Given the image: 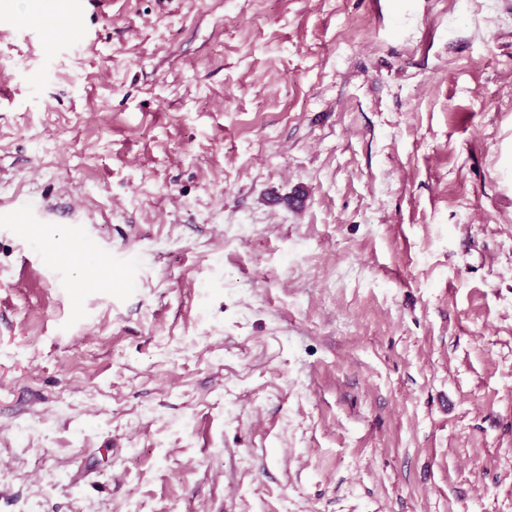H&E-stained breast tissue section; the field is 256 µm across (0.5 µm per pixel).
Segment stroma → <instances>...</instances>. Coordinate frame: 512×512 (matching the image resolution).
<instances>
[{
  "mask_svg": "<svg viewBox=\"0 0 512 512\" xmlns=\"http://www.w3.org/2000/svg\"><path fill=\"white\" fill-rule=\"evenodd\" d=\"M73 2L0 0V512H512V0Z\"/></svg>",
  "mask_w": 512,
  "mask_h": 512,
  "instance_id": "stroma-1",
  "label": "stroma"
}]
</instances>
